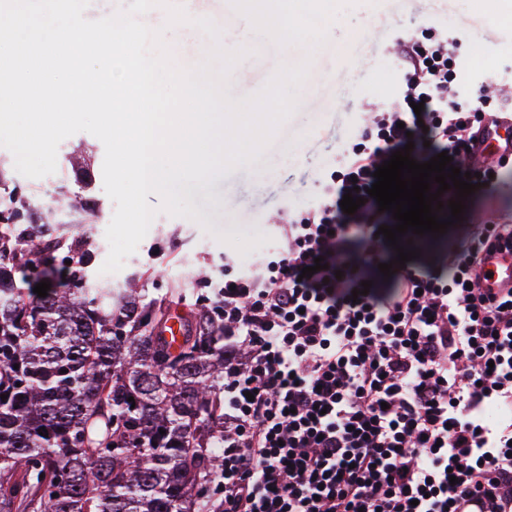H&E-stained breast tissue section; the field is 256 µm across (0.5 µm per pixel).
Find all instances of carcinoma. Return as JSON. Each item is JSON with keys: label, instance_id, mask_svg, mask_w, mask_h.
<instances>
[{"label": "carcinoma", "instance_id": "obj_1", "mask_svg": "<svg viewBox=\"0 0 512 512\" xmlns=\"http://www.w3.org/2000/svg\"><path fill=\"white\" fill-rule=\"evenodd\" d=\"M39 220L0 215V512H224V314L196 298L170 345L184 289L114 287L81 225Z\"/></svg>", "mask_w": 512, "mask_h": 512}]
</instances>
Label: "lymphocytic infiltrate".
Here are the masks:
<instances>
[{"label":"lymphocytic infiltrate","mask_w":512,"mask_h":512,"mask_svg":"<svg viewBox=\"0 0 512 512\" xmlns=\"http://www.w3.org/2000/svg\"><path fill=\"white\" fill-rule=\"evenodd\" d=\"M461 38L421 24L386 46L398 92L362 95L357 135L318 180L317 200L287 208L280 247L257 272L225 270L211 295L224 312V512H456L483 496L512 512V289L483 288L487 253L512 250V214L490 212L384 277L396 253L381 225L391 212L367 196L393 152L418 162L445 152L479 172L492 195L512 159L470 165L484 122L512 115V91L489 77L461 97ZM423 103L422 113L413 106ZM366 197L355 213L340 202ZM326 267L304 277L315 258ZM371 282L367 295L354 289Z\"/></svg>","instance_id":"obj_1"}]
</instances>
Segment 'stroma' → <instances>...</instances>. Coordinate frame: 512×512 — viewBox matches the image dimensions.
I'll return each mask as SVG.
<instances>
[{
    "label": "stroma",
    "mask_w": 512,
    "mask_h": 512,
    "mask_svg": "<svg viewBox=\"0 0 512 512\" xmlns=\"http://www.w3.org/2000/svg\"><path fill=\"white\" fill-rule=\"evenodd\" d=\"M371 19L390 30L430 23L458 32L465 46L466 97H473L486 77L512 80V22L488 15L474 0H380L375 6L360 0L331 25L327 43L315 51L314 70L298 91L296 112L279 128L276 143L262 164L241 165L230 177L217 178L204 189L191 187L190 198L203 223L159 211L136 252L112 274L113 283L124 284L136 275L147 297L159 298L175 284L198 289L203 278L223 276L225 261H232L237 271H247L276 251L278 232L268 223V213L315 199L319 175L334 163L341 144L356 131L354 109L361 95L385 103L395 96L394 67L381 45L368 46V67L343 59L340 40L345 30ZM475 43L482 44L486 62L473 58L470 47ZM293 53L290 47H258L235 67L233 89L244 97L259 91ZM104 155V145L97 137L79 132L60 143L53 174L28 178L16 171L8 149L0 147L8 188L29 197L41 211L56 209L64 198L74 197L76 206L67 220L88 225L101 262L109 252L105 232L114 213V204L103 188ZM221 233L250 238L265 234L271 241L244 257L218 241Z\"/></svg>",
    "instance_id": "obj_1"
}]
</instances>
